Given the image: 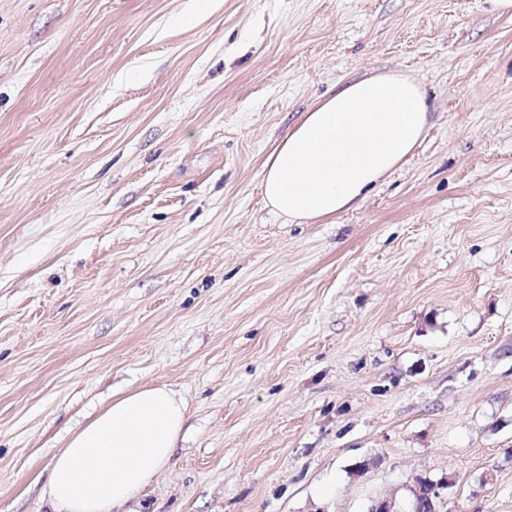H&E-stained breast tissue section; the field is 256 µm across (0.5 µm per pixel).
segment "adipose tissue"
Here are the masks:
<instances>
[{
	"mask_svg": "<svg viewBox=\"0 0 512 512\" xmlns=\"http://www.w3.org/2000/svg\"><path fill=\"white\" fill-rule=\"evenodd\" d=\"M429 114L421 84L402 72L344 83L292 126L264 164L260 188L287 224L325 220L357 206L422 139ZM165 386L118 392L73 431L51 464V512H125L169 465L186 421Z\"/></svg>",
	"mask_w": 512,
	"mask_h": 512,
	"instance_id": "ef3b65f1",
	"label": "adipose tissue"
}]
</instances>
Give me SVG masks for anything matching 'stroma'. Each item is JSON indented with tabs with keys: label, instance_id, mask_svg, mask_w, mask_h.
Returning <instances> with one entry per match:
<instances>
[{
	"label": "stroma",
	"instance_id": "stroma-1",
	"mask_svg": "<svg viewBox=\"0 0 512 512\" xmlns=\"http://www.w3.org/2000/svg\"><path fill=\"white\" fill-rule=\"evenodd\" d=\"M400 71L430 112L286 224L288 127ZM187 404L130 512H512V17L482 0H0V512L114 392ZM448 478L443 477L439 482L435 483H421L418 479L412 484L407 485L408 500L410 502L428 500L433 504L434 501L441 499V490L447 488Z\"/></svg>",
	"mask_w": 512,
	"mask_h": 512
}]
</instances>
